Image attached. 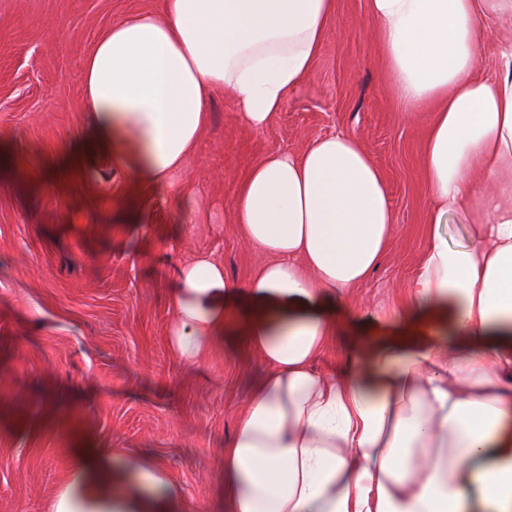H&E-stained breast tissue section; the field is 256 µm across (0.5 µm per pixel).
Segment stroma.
I'll list each match as a JSON object with an SVG mask.
<instances>
[{
	"instance_id": "1",
	"label": "stroma",
	"mask_w": 512,
	"mask_h": 512,
	"mask_svg": "<svg viewBox=\"0 0 512 512\" xmlns=\"http://www.w3.org/2000/svg\"><path fill=\"white\" fill-rule=\"evenodd\" d=\"M307 80L264 129L229 92L209 101L193 154L167 185L111 160L59 161L87 124L81 62L125 13L160 0H0V512H48L86 438L147 457L186 493V512H225L224 444L263 367L245 342L213 339L185 363L170 347V282L204 254L247 282L266 260L233 220L236 188L272 152L336 131L381 170L396 234L376 272L336 313L321 368L339 372L357 337L404 308L427 246L422 135L389 92L368 0H335Z\"/></svg>"
}]
</instances>
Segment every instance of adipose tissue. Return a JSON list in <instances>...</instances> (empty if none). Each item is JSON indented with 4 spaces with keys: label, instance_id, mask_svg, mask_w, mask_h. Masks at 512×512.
I'll return each instance as SVG.
<instances>
[{
    "label": "adipose tissue",
    "instance_id": "1",
    "mask_svg": "<svg viewBox=\"0 0 512 512\" xmlns=\"http://www.w3.org/2000/svg\"><path fill=\"white\" fill-rule=\"evenodd\" d=\"M396 101L434 107L423 164L429 244L405 333L316 361L337 305L377 269L394 212L380 169L338 131L256 163L234 222L270 255L248 285L200 256L175 275L172 349L195 361L235 322L264 371L224 448L229 512H512V0H368ZM335 0H162L123 15L83 59L88 128L61 163L109 158L164 185L229 90L263 129L309 76ZM499 66L478 73L482 25ZM466 241L449 242L451 222ZM52 512H185L143 458L80 444Z\"/></svg>",
    "mask_w": 512,
    "mask_h": 512
}]
</instances>
